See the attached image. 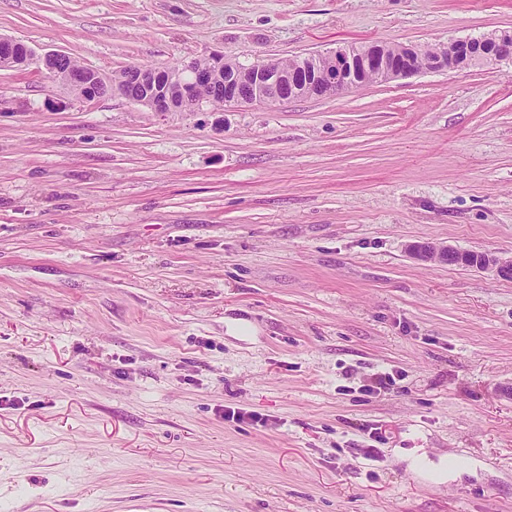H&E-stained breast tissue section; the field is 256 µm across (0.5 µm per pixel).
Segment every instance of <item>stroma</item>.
Here are the masks:
<instances>
[{"mask_svg": "<svg viewBox=\"0 0 512 512\" xmlns=\"http://www.w3.org/2000/svg\"><path fill=\"white\" fill-rule=\"evenodd\" d=\"M502 30L512 0H0L106 75ZM422 241L512 254V66L164 113L0 68V512H512V280ZM407 250L413 258L424 263L472 268L496 279H512V255L462 251L447 244L432 241L412 243L408 245Z\"/></svg>", "mask_w": 512, "mask_h": 512, "instance_id": "stroma-1", "label": "stroma"}]
</instances>
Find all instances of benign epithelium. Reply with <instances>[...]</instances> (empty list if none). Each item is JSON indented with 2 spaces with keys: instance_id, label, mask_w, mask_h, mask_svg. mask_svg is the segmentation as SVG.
<instances>
[{
  "instance_id": "benign-epithelium-1",
  "label": "benign epithelium",
  "mask_w": 512,
  "mask_h": 512,
  "mask_svg": "<svg viewBox=\"0 0 512 512\" xmlns=\"http://www.w3.org/2000/svg\"><path fill=\"white\" fill-rule=\"evenodd\" d=\"M502 63H512V33L509 31H494L478 38H451L423 65L418 63L412 46L404 45L392 53L374 44L359 50L338 47L325 54L304 57L286 72L271 71L257 63L247 81L224 83V98L232 103L247 104L287 101L302 96L313 86L324 95L338 94L367 75L389 82L424 70L454 71ZM211 76L212 69L195 67L187 68L183 75H176L177 104L167 89L154 85L143 73L134 70L116 94L152 112H190L198 108V92L210 83ZM66 82L72 88L95 96L96 87L105 84L106 79L99 72L91 74L81 68L69 71ZM407 250L413 258L424 263L472 268L496 279H512V255L462 251L432 241L412 243Z\"/></svg>"
}]
</instances>
